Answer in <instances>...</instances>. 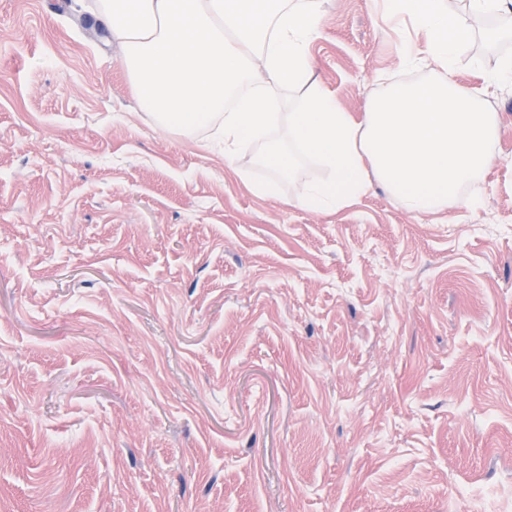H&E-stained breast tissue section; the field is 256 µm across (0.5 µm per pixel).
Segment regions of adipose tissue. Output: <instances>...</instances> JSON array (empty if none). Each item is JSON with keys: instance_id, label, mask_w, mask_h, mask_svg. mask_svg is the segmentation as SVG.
Segmentation results:
<instances>
[{"instance_id": "1", "label": "adipose tissue", "mask_w": 512, "mask_h": 512, "mask_svg": "<svg viewBox=\"0 0 512 512\" xmlns=\"http://www.w3.org/2000/svg\"><path fill=\"white\" fill-rule=\"evenodd\" d=\"M95 8L156 127L210 129L228 163L254 150L288 174L296 156L317 161L326 178L305 185L294 206L336 211L376 184L414 214L479 204L474 186L496 159L499 125L482 94L512 85V55L483 73L482 86L457 83L475 33L447 0H387V23L408 17L426 36L425 55L403 50L404 68L427 59L438 73L383 84L357 117L313 75L319 0H96ZM288 94L295 110L285 116Z\"/></svg>"}]
</instances>
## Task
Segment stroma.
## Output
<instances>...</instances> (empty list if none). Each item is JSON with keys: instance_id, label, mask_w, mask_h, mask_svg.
Wrapping results in <instances>:
<instances>
[{"instance_id": "stroma-1", "label": "stroma", "mask_w": 512, "mask_h": 512, "mask_svg": "<svg viewBox=\"0 0 512 512\" xmlns=\"http://www.w3.org/2000/svg\"><path fill=\"white\" fill-rule=\"evenodd\" d=\"M380 8L321 0L309 48L355 116L435 77ZM485 101L480 207L312 212L313 160L155 127L80 0H0V512H512V87Z\"/></svg>"}]
</instances>
